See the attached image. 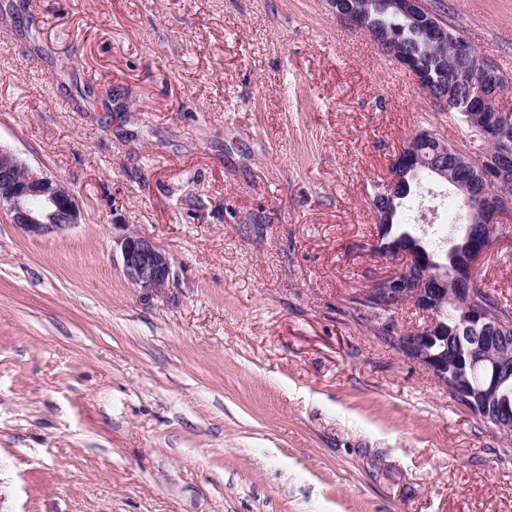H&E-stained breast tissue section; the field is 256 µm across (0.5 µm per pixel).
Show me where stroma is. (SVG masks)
<instances>
[{"label":"stroma","instance_id":"obj_1","mask_svg":"<svg viewBox=\"0 0 512 512\" xmlns=\"http://www.w3.org/2000/svg\"><path fill=\"white\" fill-rule=\"evenodd\" d=\"M425 2L512 73V0ZM422 130L465 140L327 0H0V147L82 207L0 214V512H512V436L350 305ZM432 199L460 209L429 178L397 223ZM478 274L512 303V222ZM122 269L128 282L147 292L167 288L171 264L167 255L150 239L137 233L119 242Z\"/></svg>","mask_w":512,"mask_h":512}]
</instances>
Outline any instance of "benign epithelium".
I'll return each mask as SVG.
<instances>
[{
  "label": "benign epithelium",
  "instance_id": "obj_1",
  "mask_svg": "<svg viewBox=\"0 0 512 512\" xmlns=\"http://www.w3.org/2000/svg\"><path fill=\"white\" fill-rule=\"evenodd\" d=\"M422 6L423 0H329L330 10L337 19L368 36L386 58L408 72L419 86L423 81L415 62L395 50L398 38L394 32L369 24L372 15L390 13L403 16L425 31L436 48L450 53L452 60L464 68L470 67L476 55V49L468 39L452 33L441 22H427L420 10ZM466 80L465 96L441 92L430 96V100L443 111L465 113L469 121L480 119L483 112L495 113L494 122L486 121L481 126L484 140L493 144L491 151L487 152L481 146L463 151L427 130L393 156L388 177L381 184L378 196L398 193L406 197V193L399 192L401 187L408 188V184L402 183V172L419 161L425 145L433 139L439 147L426 159L425 168L438 172L445 179L452 163H466L476 154L482 156L480 174L485 189L477 195V205L471 216L480 215L487 224H500L504 216L512 214V193L505 189L512 181V110L500 104L505 79L496 63L486 59L482 65L466 73ZM0 213L8 215L11 223L26 233L43 236L63 226L79 223L81 206L77 196L59 180L31 168L15 153L0 147ZM119 246L123 273L129 283L147 292L168 287L171 264L154 242L130 233L121 239ZM389 258L395 267L378 276L355 296V308L373 318L378 328L382 327L385 318L395 315L407 305L418 309L425 316V322L393 337L395 347L402 356L420 365L449 395L471 407L476 406L477 400L491 394V385L476 389L468 385L459 390L448 377V356H424L421 351V342L433 335L437 328L433 298L443 293L448 281L441 277L417 280L412 270L414 257L409 252L391 254ZM468 312L461 331L476 336L477 340L470 350V369L489 364L494 371H499V364L512 357L508 336L512 324L491 313L472 295L469 296ZM501 409L503 406L500 405L498 412L487 411L481 418L487 425L511 437L512 422L501 416Z\"/></svg>",
  "mask_w": 512,
  "mask_h": 512
}]
</instances>
